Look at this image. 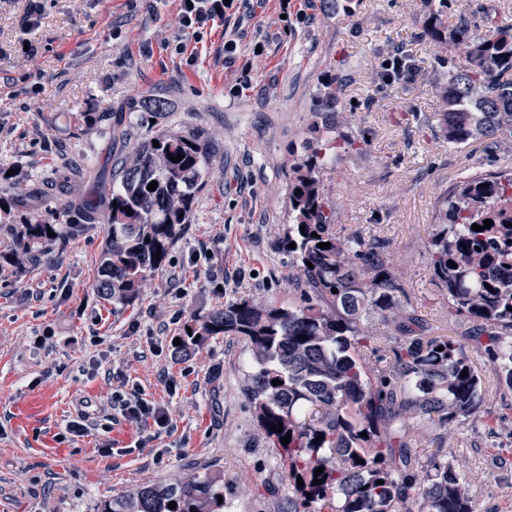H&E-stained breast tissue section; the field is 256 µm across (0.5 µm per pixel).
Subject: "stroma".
<instances>
[{
	"label": "stroma",
	"mask_w": 512,
	"mask_h": 512,
	"mask_svg": "<svg viewBox=\"0 0 512 512\" xmlns=\"http://www.w3.org/2000/svg\"><path fill=\"white\" fill-rule=\"evenodd\" d=\"M36 3L40 26L23 35ZM486 5L512 22V0H448V21L466 17L484 34ZM427 12L426 0H246L196 39L179 35L178 0H0V167L13 172L0 197L25 195L24 206L0 210V224L80 222L78 203L107 199L116 158L141 142L191 131L207 144L191 222L132 304L94 290L102 224L53 244L38 264L0 272V512H97L104 499L176 475L223 479L224 512H291L285 465L243 391L245 341L213 336L179 359L172 343L227 301L298 298L303 283L282 247L288 166L329 72L345 77V131L361 143L324 178L336 226L378 238L430 334L461 340L470 323L449 315L427 246L448 190L511 164L512 145L444 136L441 52L420 37ZM395 52L419 69L386 84L378 72ZM147 94L166 112L139 111ZM87 112L111 118L88 124ZM471 359L494 427L468 419L445 432L413 419L407 441L420 459L441 456L466 476L474 512H512V395L501 396L482 356ZM136 389L168 407L166 429L113 410V392ZM82 409L91 428L70 436L65 425Z\"/></svg>",
	"instance_id": "35a3bbf8"
}]
</instances>
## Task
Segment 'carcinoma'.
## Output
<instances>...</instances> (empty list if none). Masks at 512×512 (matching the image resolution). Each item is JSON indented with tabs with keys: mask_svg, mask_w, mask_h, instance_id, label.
I'll list each match as a JSON object with an SVG mask.
<instances>
[{
	"mask_svg": "<svg viewBox=\"0 0 512 512\" xmlns=\"http://www.w3.org/2000/svg\"><path fill=\"white\" fill-rule=\"evenodd\" d=\"M445 3L431 8L421 31L422 39L448 50L437 84L442 130L457 144L512 143V23L488 12V30L475 36L464 18L448 27ZM457 56L465 65L454 64ZM344 125L332 75L318 96L303 154L288 173L284 247L308 289L286 305L245 298L196 316L174 355H191L211 336H238L249 345L254 370L245 392L258 430L287 465L297 494L293 512H473L464 476L436 457L421 463L405 441L406 428L410 418L445 428L480 416L484 383L467 345L512 395V275L503 274L512 266V174L472 173L442 199L427 260L434 282L448 292V313L472 326L462 343L430 337L423 320L401 304L405 289L385 246L336 232L323 176L329 161L355 144ZM157 141L116 162L120 181L112 184L106 212L89 198L83 224H0L13 244L0 251V270L19 271L47 247L100 222L107 236L95 290L104 300L135 301L190 222L206 158L195 133ZM171 155L183 159L173 162ZM152 181L157 188L150 191ZM486 219L493 221L489 228ZM474 224L483 230L473 231ZM321 242L330 247H317ZM372 312L389 317L396 331L381 369L363 354L370 335L362 321ZM274 379L283 384L272 385ZM316 478L324 483L313 484ZM222 495L224 486L209 477H176L106 499L98 512H224Z\"/></svg>",
	"mask_w": 512,
	"mask_h": 512,
	"instance_id": "obj_1",
	"label": "carcinoma"
}]
</instances>
